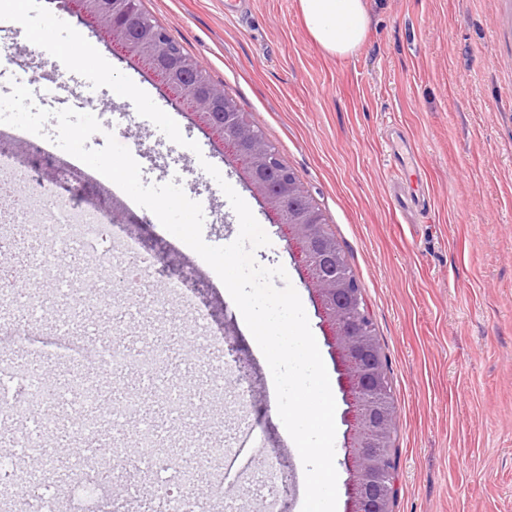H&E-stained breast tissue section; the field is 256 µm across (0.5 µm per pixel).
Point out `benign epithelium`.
<instances>
[{
  "mask_svg": "<svg viewBox=\"0 0 512 512\" xmlns=\"http://www.w3.org/2000/svg\"><path fill=\"white\" fill-rule=\"evenodd\" d=\"M136 0H59L98 28L124 57L145 63L175 99L193 110L198 124L219 140L224 155L240 165L272 223L295 253L325 328V342L340 376L347 430L343 465L349 475L347 512H390L383 489L393 476L389 453L397 411L389 378L365 310L362 290L336 260L335 239L294 171L237 102L206 80V72L183 55L167 31L149 18L132 33L126 16Z\"/></svg>",
  "mask_w": 512,
  "mask_h": 512,
  "instance_id": "7a95c632",
  "label": "benign epithelium"
}]
</instances>
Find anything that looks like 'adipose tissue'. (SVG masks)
I'll list each match as a JSON object with an SVG mask.
<instances>
[{"mask_svg":"<svg viewBox=\"0 0 512 512\" xmlns=\"http://www.w3.org/2000/svg\"><path fill=\"white\" fill-rule=\"evenodd\" d=\"M297 6L308 33L328 55L349 57L363 44L371 22L368 0H297Z\"/></svg>","mask_w":512,"mask_h":512,"instance_id":"ef3b65f1","label":"adipose tissue"}]
</instances>
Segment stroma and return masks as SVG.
Returning a JSON list of instances; mask_svg holds the SVG:
<instances>
[{
	"instance_id": "35a3bbf8",
	"label": "stroma",
	"mask_w": 512,
	"mask_h": 512,
	"mask_svg": "<svg viewBox=\"0 0 512 512\" xmlns=\"http://www.w3.org/2000/svg\"><path fill=\"white\" fill-rule=\"evenodd\" d=\"M142 9L187 56L224 88L298 175L328 229L343 248L389 361L397 410L392 512H512V0H370L371 25L360 50L339 59L307 33L296 0H141ZM67 23L103 58L144 90L172 117L198 150L170 141L134 103L103 88L95 110L114 114L111 133L137 150L143 184L178 181L185 194L204 199L202 236L223 246L239 234L228 198L202 167L222 166L228 182L271 240L255 252L266 267L283 266L298 292L316 340L321 319L277 225L240 171L226 162L152 71L121 59L93 27L72 13ZM14 53L29 77L62 70V63L25 37L23 27L0 20V50ZM416 145V175L428 194L425 209L404 212L391 200V159ZM0 157L23 195L52 193L59 203L79 200L158 259L157 273L134 288L102 290L106 325L93 329L62 318L49 298L35 316L19 321L36 336L64 325L86 344L157 346L166 350L165 375L174 381L220 378L227 394L249 391L237 412H215L202 395L184 402V420L161 423L171 446L229 441L237 461L222 469L191 457L207 488L206 512H266L250 492L248 476L263 459L282 456L292 487L274 496L302 512L305 470L284 459L289 443L279 418L272 374L242 314L215 271L169 233L148 209L115 207L96 172H70L69 155L35 158L15 129L0 127ZM49 252L54 282L73 268L50 239H28L26 251L5 256L21 271L29 254ZM182 282L169 291V278ZM202 310L206 327L193 322ZM105 434L82 448L80 459L50 457L68 476L58 483L62 512H163L150 500L135 457L108 462ZM110 463L105 496L89 501L69 488L84 472Z\"/></svg>"
}]
</instances>
